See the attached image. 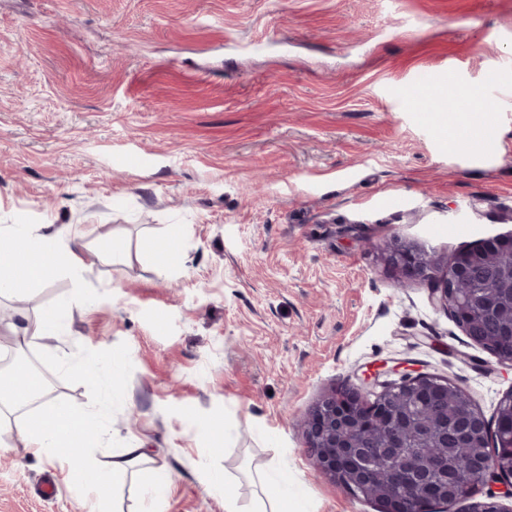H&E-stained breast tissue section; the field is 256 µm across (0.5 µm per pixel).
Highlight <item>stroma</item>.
<instances>
[{
  "instance_id": "35a3bbf8",
  "label": "stroma",
  "mask_w": 512,
  "mask_h": 512,
  "mask_svg": "<svg viewBox=\"0 0 512 512\" xmlns=\"http://www.w3.org/2000/svg\"><path fill=\"white\" fill-rule=\"evenodd\" d=\"M426 73L439 123L410 93ZM461 87L484 95L448 109ZM17 224L82 232L80 276L0 294V338L96 414L100 465L148 448L119 512H143L158 469L162 512H224L228 488L256 512L264 471L306 487L305 512H379L310 463L300 423L324 392L427 372L491 424L512 394V363L433 281L377 255L512 233V0H0V241ZM51 309L55 336L23 334ZM90 498L0 433V512Z\"/></svg>"
}]
</instances>
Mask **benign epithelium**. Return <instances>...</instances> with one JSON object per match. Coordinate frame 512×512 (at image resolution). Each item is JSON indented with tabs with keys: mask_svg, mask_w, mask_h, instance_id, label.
I'll list each match as a JSON object with an SVG mask.
<instances>
[{
	"mask_svg": "<svg viewBox=\"0 0 512 512\" xmlns=\"http://www.w3.org/2000/svg\"><path fill=\"white\" fill-rule=\"evenodd\" d=\"M512 257V235L492 236L442 261L420 246L394 238L378 248L381 263L391 268L401 284L415 279L438 283L437 300L454 318L465 336L500 360L512 361V294L508 298L486 296L487 304L502 315V335L507 341L484 336L477 328L483 310L466 309L458 291L464 273L484 263L490 255ZM381 391L368 399L355 386L324 393L310 409L301 428L312 465L332 483L352 494L376 500L381 512H422L436 498H448V458L429 460L428 449L440 438L434 425L412 423L418 404L437 407V399L453 391L465 392L448 380L427 373H407L398 383H378ZM499 428L512 440V396L498 409ZM512 472V457L496 454L475 456L470 482L479 484L490 474Z\"/></svg>",
	"mask_w": 512,
	"mask_h": 512,
	"instance_id": "obj_1",
	"label": "benign epithelium"
}]
</instances>
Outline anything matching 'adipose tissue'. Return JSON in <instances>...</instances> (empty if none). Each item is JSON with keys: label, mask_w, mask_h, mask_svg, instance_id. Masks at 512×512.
Masks as SVG:
<instances>
[{"label": "adipose tissue", "mask_w": 512, "mask_h": 512, "mask_svg": "<svg viewBox=\"0 0 512 512\" xmlns=\"http://www.w3.org/2000/svg\"><path fill=\"white\" fill-rule=\"evenodd\" d=\"M12 245L0 246V268L15 271L7 291L16 292L54 279L60 270L59 256H66L72 274H80L86 261L79 249L77 230H45L34 233L31 226L14 228ZM33 381L18 384L9 394L0 396V430L15 429L27 446L49 459L63 460L68 474L80 477L83 486L95 497L94 512H110L107 490L132 468L147 460L144 448L133 444L113 456L110 468L101 469L87 455L98 439L95 418L69 406L46 403L29 418L20 419L16 410L33 394Z\"/></svg>", "instance_id": "adipose-tissue-1"}]
</instances>
